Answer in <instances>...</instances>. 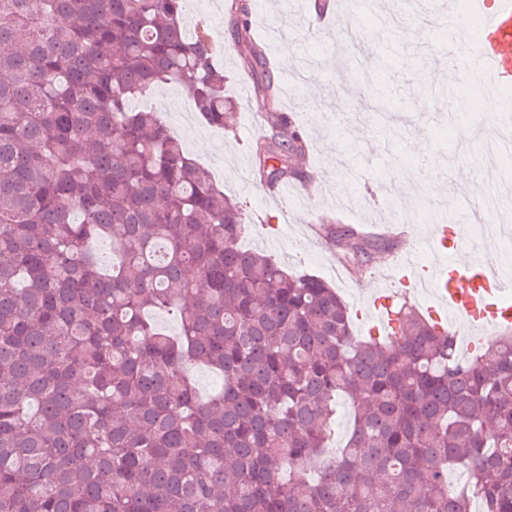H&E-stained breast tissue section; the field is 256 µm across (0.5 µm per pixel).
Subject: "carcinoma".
<instances>
[{"label": "carcinoma", "instance_id": "cac0c4a2", "mask_svg": "<svg viewBox=\"0 0 512 512\" xmlns=\"http://www.w3.org/2000/svg\"><path fill=\"white\" fill-rule=\"evenodd\" d=\"M185 2L0 0V512H512V336L464 356L403 305L392 341L355 338L336 289L242 250L238 202L131 108L176 82L230 130ZM225 10L247 32L245 0ZM242 70L274 105L263 47ZM306 151L271 113L259 180L300 179ZM331 236L358 271L382 248ZM195 365L223 386L200 394ZM339 397L354 423L330 457Z\"/></svg>", "mask_w": 512, "mask_h": 512}]
</instances>
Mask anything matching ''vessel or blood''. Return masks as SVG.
I'll return each instance as SVG.
<instances>
[{
	"instance_id": "obj_1",
	"label": "vessel or blood",
	"mask_w": 512,
	"mask_h": 512,
	"mask_svg": "<svg viewBox=\"0 0 512 512\" xmlns=\"http://www.w3.org/2000/svg\"><path fill=\"white\" fill-rule=\"evenodd\" d=\"M473 15L482 20L474 36L468 33ZM429 25L445 27L452 36L449 81L466 74L493 91L512 88V0H471L468 14L451 10L434 17ZM448 236L447 225H433L424 239L432 262L418 266L415 251L409 250L400 267L401 272L413 273L415 287L427 289L436 300L435 321L464 319L484 329L512 327V274L480 261L461 266L448 263Z\"/></svg>"
}]
</instances>
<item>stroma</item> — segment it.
Instances as JSON below:
<instances>
[{
	"mask_svg": "<svg viewBox=\"0 0 512 512\" xmlns=\"http://www.w3.org/2000/svg\"><path fill=\"white\" fill-rule=\"evenodd\" d=\"M443 0H419L416 9L405 11L400 22L380 21V11L368 8L360 15L337 17L333 22L312 23L315 0H249L250 29L239 39H230L223 8L198 9L194 0L186 4L188 32L207 26L217 46L223 47L226 94L237 103L232 131L222 132L201 121L185 122L183 110L192 109L191 100L174 84L154 89V96L172 94L175 107L161 111L169 131L186 153L204 165L213 182L241 205L251 229L241 240L242 248L270 255L288 270L318 276L333 283L350 306L363 309L380 290L398 296L399 279L384 281L400 244L390 241L376 251L367 270L350 274L341 261L342 250L327 231L308 232L333 203H341L338 218L356 229L371 224L381 209L402 205L418 207L419 219L410 239L420 242L432 225L448 214L462 213L464 200L452 196L450 187L465 186L479 196L485 186L480 172L494 166L504 183L512 185V170L502 155L477 152L468 125H454L452 115L432 108L434 98L459 88L477 92L479 83L460 76L456 86L445 81L447 60L428 52L431 31L419 23L421 17L437 13ZM368 28L373 70L368 80L351 75L349 33ZM269 47L268 58L277 81L288 78L289 66L320 71L324 94L311 100L308 90L293 98H280L300 122L309 150L300 166L305 176L291 182L288 198H268L267 191L252 175V129L263 120L256 104L252 79L242 74L240 62L253 45ZM382 85L384 120L367 130L348 127L356 112L371 104L369 85ZM436 173L437 189L403 195L400 185L417 177Z\"/></svg>",
	"mask_w": 512,
	"mask_h": 512,
	"instance_id": "35a3bbf8",
	"label": "stroma"
}]
</instances>
